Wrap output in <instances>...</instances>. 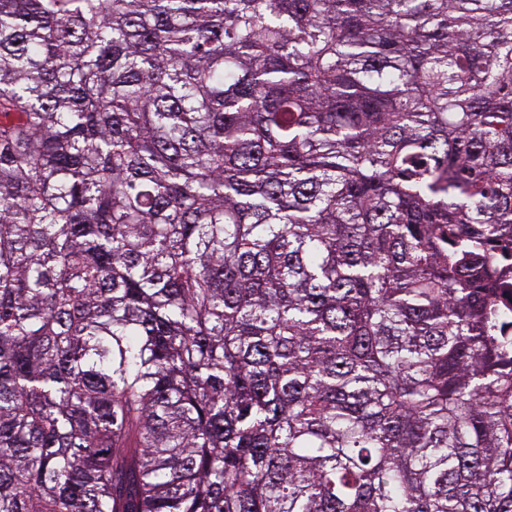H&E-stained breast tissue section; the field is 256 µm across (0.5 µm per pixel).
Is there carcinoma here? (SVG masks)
<instances>
[{"mask_svg":"<svg viewBox=\"0 0 512 512\" xmlns=\"http://www.w3.org/2000/svg\"><path fill=\"white\" fill-rule=\"evenodd\" d=\"M512 0H0V512H512Z\"/></svg>","mask_w":512,"mask_h":512,"instance_id":"1","label":"carcinoma"}]
</instances>
